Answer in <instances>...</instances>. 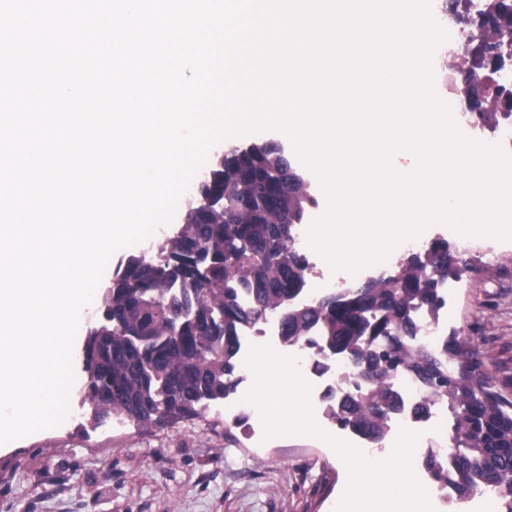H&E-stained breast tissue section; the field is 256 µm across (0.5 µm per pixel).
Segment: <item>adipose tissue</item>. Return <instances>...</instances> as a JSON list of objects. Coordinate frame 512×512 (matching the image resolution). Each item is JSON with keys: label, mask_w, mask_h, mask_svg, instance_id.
Listing matches in <instances>:
<instances>
[{"label": "adipose tissue", "mask_w": 512, "mask_h": 512, "mask_svg": "<svg viewBox=\"0 0 512 512\" xmlns=\"http://www.w3.org/2000/svg\"><path fill=\"white\" fill-rule=\"evenodd\" d=\"M249 370L256 388L247 402L263 414L273 429L313 434L324 446H338L337 438L317 432L306 406L305 379L287 355L259 353ZM345 454L350 465L347 490L339 512H428L425 488L406 475L408 449H394L381 461L350 448ZM376 471L397 484V491L384 495L371 493L367 488L368 480Z\"/></svg>", "instance_id": "adipose-tissue-1"}]
</instances>
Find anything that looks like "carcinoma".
Here are the masks:
<instances>
[{
    "instance_id": "1",
    "label": "carcinoma",
    "mask_w": 512,
    "mask_h": 512,
    "mask_svg": "<svg viewBox=\"0 0 512 512\" xmlns=\"http://www.w3.org/2000/svg\"><path fill=\"white\" fill-rule=\"evenodd\" d=\"M493 12L477 35L485 50L500 42L512 3L497 0ZM284 163L272 146L224 149L204 185L207 193L232 188L224 207H189L190 223L159 243L160 260L131 256L116 272L85 341L92 417L145 425L199 415L237 386L239 329L278 316L285 341L318 350L314 369L324 357L351 365L356 390L331 403L343 425L383 437L399 402L396 377L412 374L430 404L453 414L446 453L426 457L431 479L451 482L460 499L488 488L500 512H512V400L457 337L432 347L416 339L417 310L441 302L435 274H459L456 252L436 241L393 274L300 304L307 261L295 231L313 199L295 169L288 191L272 193Z\"/></svg>"
}]
</instances>
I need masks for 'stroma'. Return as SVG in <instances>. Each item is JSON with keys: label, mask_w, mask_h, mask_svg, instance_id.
Listing matches in <instances>:
<instances>
[{"label": "stroma", "mask_w": 512, "mask_h": 512, "mask_svg": "<svg viewBox=\"0 0 512 512\" xmlns=\"http://www.w3.org/2000/svg\"><path fill=\"white\" fill-rule=\"evenodd\" d=\"M452 281L448 334L467 341L512 399V260L466 253ZM66 420L0 452V512H336L345 483L339 448L243 420L237 389L198 416L159 425L88 421L77 393Z\"/></svg>", "instance_id": "1"}]
</instances>
